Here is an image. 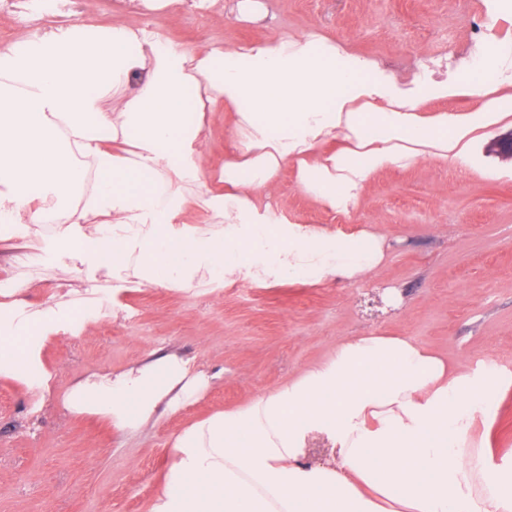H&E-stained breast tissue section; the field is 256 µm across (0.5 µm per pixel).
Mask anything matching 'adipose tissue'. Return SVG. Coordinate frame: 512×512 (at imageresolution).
<instances>
[{"mask_svg":"<svg viewBox=\"0 0 512 512\" xmlns=\"http://www.w3.org/2000/svg\"><path fill=\"white\" fill-rule=\"evenodd\" d=\"M474 95L473 111L426 107ZM510 100L512 80L471 74L403 88L311 35L187 47L119 19L52 28L0 51V239L26 237L51 209L63 226L39 253L120 287L356 279L383 263L384 235L279 218L269 199L282 168L345 213L386 168L467 160L490 130L512 127ZM222 109L233 149L216 193L199 157L202 116ZM190 209L210 223L183 221ZM25 290L16 283L17 301L0 305V375L41 385L42 349L77 308L30 306ZM189 372L157 358L75 386L70 405L135 428L195 394ZM501 381L410 337H349L179 435L150 512H512V473L490 469L472 439Z\"/></svg>","mask_w":512,"mask_h":512,"instance_id":"ef3b65f1","label":"adipose tissue"}]
</instances>
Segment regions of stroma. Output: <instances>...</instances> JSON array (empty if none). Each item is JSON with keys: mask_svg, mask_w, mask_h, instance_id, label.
I'll return each instance as SVG.
<instances>
[{"mask_svg": "<svg viewBox=\"0 0 512 512\" xmlns=\"http://www.w3.org/2000/svg\"><path fill=\"white\" fill-rule=\"evenodd\" d=\"M222 0L185 9L182 0L142 14L138 0L107 10L76 0L66 21L109 25L117 17L175 43L231 47L272 35L317 33L411 86L423 69L456 79L471 69L476 28L498 47L491 79L512 75V0ZM227 117L205 115L201 153L212 188L232 148ZM277 215L351 234L371 227L386 238L383 264L370 276L311 286L298 280L262 288L238 281L189 291L88 278L51 260L34 261L27 240L0 241V276L29 286L41 305L62 296L98 315L44 348L49 387L0 375V512H149L176 438L191 424L246 404L333 353L347 336H410L449 360L512 372V129L496 130L473 162L420 160L375 175L349 213L304 193L293 167L282 169L271 199ZM188 360L208 384L171 412L158 408L139 429L74 411L70 388L158 357ZM497 431L488 455L512 470V388L501 385L476 443Z\"/></svg>", "mask_w": 512, "mask_h": 512, "instance_id": "obj_1", "label": "stroma"}]
</instances>
